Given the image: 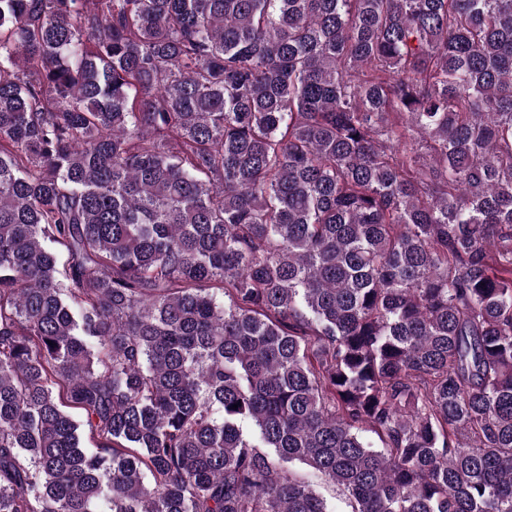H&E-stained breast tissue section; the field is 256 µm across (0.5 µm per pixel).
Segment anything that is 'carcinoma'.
Listing matches in <instances>:
<instances>
[{
  "mask_svg": "<svg viewBox=\"0 0 512 512\" xmlns=\"http://www.w3.org/2000/svg\"><path fill=\"white\" fill-rule=\"evenodd\" d=\"M298 464L512 512V0H0V512Z\"/></svg>",
  "mask_w": 512,
  "mask_h": 512,
  "instance_id": "1",
  "label": "carcinoma"
}]
</instances>
